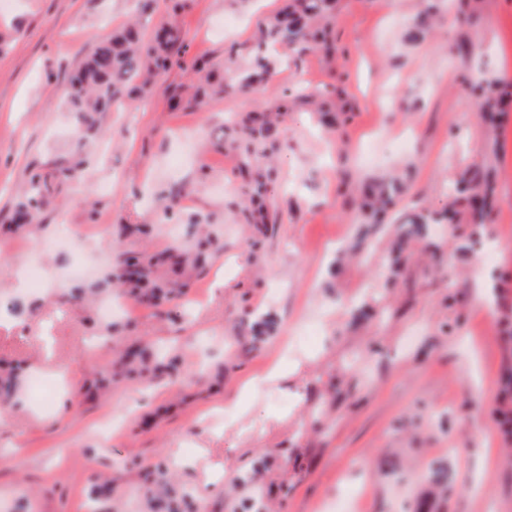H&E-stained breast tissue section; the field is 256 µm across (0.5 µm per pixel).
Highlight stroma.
<instances>
[{
    "mask_svg": "<svg viewBox=\"0 0 512 512\" xmlns=\"http://www.w3.org/2000/svg\"><path fill=\"white\" fill-rule=\"evenodd\" d=\"M284 0H186L181 65L138 95L140 112L98 113L79 132L56 88L99 40L140 19L144 41L171 0H11L0 10V361L25 366L0 421V507L91 512L93 479H112V512H147L148 474L165 465L191 512H336L358 490L363 512H512V102L486 124L465 76L512 83V0H339L333 57L281 48L266 94H211L197 62L249 66ZM432 25L413 36L415 17ZM478 54L457 55L460 42ZM329 90L319 119L311 94ZM288 98L279 149L254 145L275 189L269 222L246 223L235 121ZM489 168L492 213L479 251L467 224H433L437 249L400 244V222L435 214L448 184ZM78 168V177L64 168ZM48 191L15 228L32 175ZM403 177L390 224L364 223L362 180ZM209 218L212 257L186 294L153 309L113 289L124 313L62 288L107 277L124 253L152 254ZM43 272L30 286L29 267ZM490 306L475 310L481 275ZM166 346L154 384H86L121 353ZM284 375L264 379L274 365Z\"/></svg>",
    "mask_w": 512,
    "mask_h": 512,
    "instance_id": "obj_1",
    "label": "stroma"
}]
</instances>
